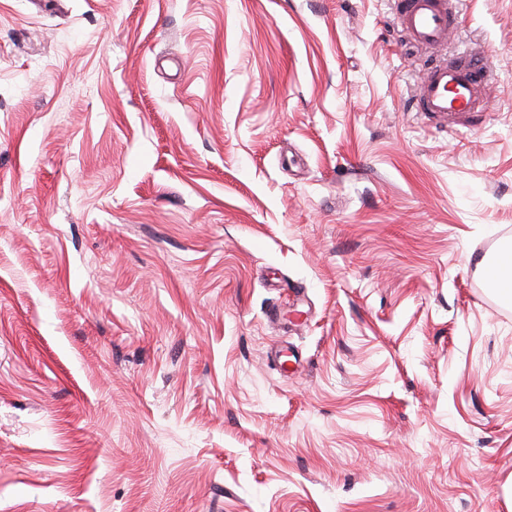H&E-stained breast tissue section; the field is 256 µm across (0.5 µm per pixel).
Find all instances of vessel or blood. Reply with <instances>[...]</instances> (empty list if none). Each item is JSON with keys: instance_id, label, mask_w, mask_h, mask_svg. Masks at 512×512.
<instances>
[{"instance_id": "b4317fda", "label": "vessel or blood", "mask_w": 512, "mask_h": 512, "mask_svg": "<svg viewBox=\"0 0 512 512\" xmlns=\"http://www.w3.org/2000/svg\"><path fill=\"white\" fill-rule=\"evenodd\" d=\"M458 0H396L399 24L410 42L425 50L447 46L456 28ZM489 76L460 58L436 59L414 89L417 109L424 116L462 129L476 116Z\"/></svg>"}]
</instances>
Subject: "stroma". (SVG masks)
Masks as SVG:
<instances>
[{"mask_svg":"<svg viewBox=\"0 0 512 512\" xmlns=\"http://www.w3.org/2000/svg\"><path fill=\"white\" fill-rule=\"evenodd\" d=\"M458 132L394 0H0V512H512V0Z\"/></svg>","mask_w":512,"mask_h":512,"instance_id":"obj_1","label":"stroma"}]
</instances>
